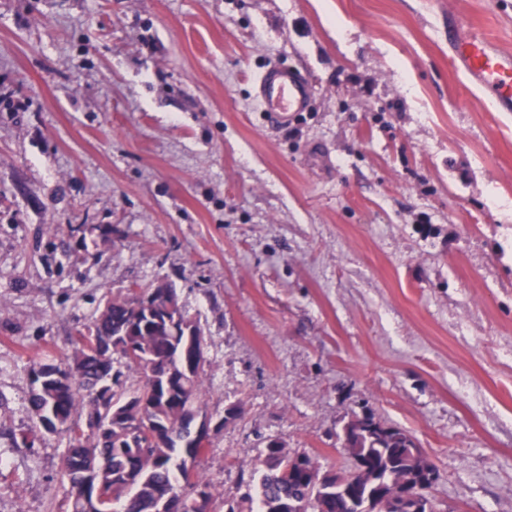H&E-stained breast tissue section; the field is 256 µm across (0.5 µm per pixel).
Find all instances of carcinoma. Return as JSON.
I'll use <instances>...</instances> for the list:
<instances>
[{
	"label": "carcinoma",
	"mask_w": 512,
	"mask_h": 512,
	"mask_svg": "<svg viewBox=\"0 0 512 512\" xmlns=\"http://www.w3.org/2000/svg\"><path fill=\"white\" fill-rule=\"evenodd\" d=\"M75 231L112 244L110 225ZM186 320L172 286L131 288L75 330L58 362L31 363V425L8 434L18 448L67 436L60 482L69 512H161L171 495V512H194L198 491L209 512H436L437 467L421 465L410 432L374 414L372 427L351 432L357 415L342 426L349 471L264 438L249 474L218 492L197 470L207 449L191 415L207 398L203 366L186 372Z\"/></svg>",
	"instance_id": "cac0c4a2"
}]
</instances>
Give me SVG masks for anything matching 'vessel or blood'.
I'll return each instance as SVG.
<instances>
[{"label":"vessel or blood","instance_id":"obj_1","mask_svg":"<svg viewBox=\"0 0 512 512\" xmlns=\"http://www.w3.org/2000/svg\"><path fill=\"white\" fill-rule=\"evenodd\" d=\"M451 60L469 80L491 93L498 111L512 112V54L484 35L448 24ZM256 94L269 122L287 126L309 107L312 93L306 76L286 65L268 67L256 82Z\"/></svg>","mask_w":512,"mask_h":512}]
</instances>
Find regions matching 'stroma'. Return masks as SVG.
<instances>
[{"label":"stroma","mask_w":512,"mask_h":512,"mask_svg":"<svg viewBox=\"0 0 512 512\" xmlns=\"http://www.w3.org/2000/svg\"><path fill=\"white\" fill-rule=\"evenodd\" d=\"M452 20L512 53V0H0V421L112 295L166 283L208 411L240 408L214 485L264 437L347 469L371 411L441 512H512V112L453 66ZM274 63L312 90L282 129ZM66 448L0 439V512H66ZM261 112L273 125L286 127L299 112H305L312 93L306 76L286 65L268 67L256 82Z\"/></svg>","instance_id":"stroma-1"}]
</instances>
